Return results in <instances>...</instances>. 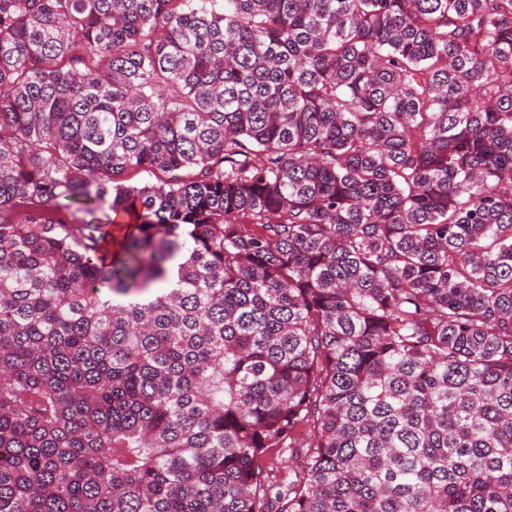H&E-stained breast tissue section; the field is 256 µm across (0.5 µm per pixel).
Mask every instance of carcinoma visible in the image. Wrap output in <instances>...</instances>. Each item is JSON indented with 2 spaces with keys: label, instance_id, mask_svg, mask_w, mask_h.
<instances>
[{
  "label": "carcinoma",
  "instance_id": "cac0c4a2",
  "mask_svg": "<svg viewBox=\"0 0 512 512\" xmlns=\"http://www.w3.org/2000/svg\"><path fill=\"white\" fill-rule=\"evenodd\" d=\"M0 512H512V0H0Z\"/></svg>",
  "mask_w": 512,
  "mask_h": 512
}]
</instances>
